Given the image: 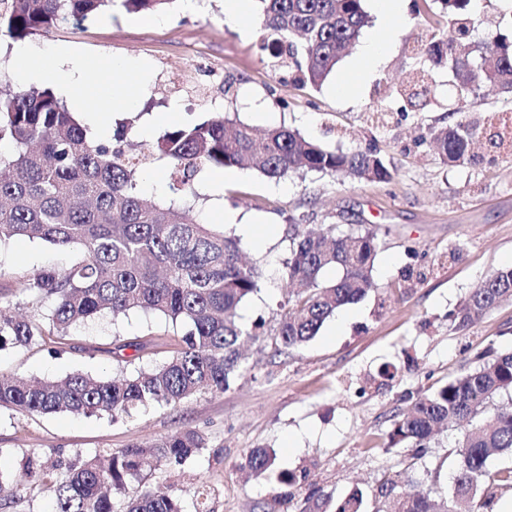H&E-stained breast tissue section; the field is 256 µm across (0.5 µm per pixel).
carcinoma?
Returning a JSON list of instances; mask_svg holds the SVG:
<instances>
[{
  "label": "carcinoma",
  "instance_id": "1",
  "mask_svg": "<svg viewBox=\"0 0 512 512\" xmlns=\"http://www.w3.org/2000/svg\"><path fill=\"white\" fill-rule=\"evenodd\" d=\"M175 0H0V38L14 42L46 34L61 23L79 24L105 8L152 12ZM261 50L288 59L298 79L320 87L343 50L367 23L363 0H258ZM445 27L423 48L431 64L448 67L459 87L485 83L512 92V37L501 33L485 44L478 62L458 48L474 28L470 0H443ZM136 118L117 125L105 142L89 134L50 87H21L0 96V242L27 239L59 250H77L65 269L43 268L19 283L0 282V351L41 342L59 354L71 329L97 315L142 310L182 328L178 348L147 369L118 377L73 372L59 381L0 378V409L35 414L108 415L131 418L150 406H171L202 392H223L245 369L244 339L253 336L238 310L260 291L257 267L243 263L241 240L194 214L193 181L203 167H237L281 180L304 169L389 182L395 170L376 148L324 149L297 130L271 127L260 136L244 123L226 132L221 112L200 123L165 132L147 151L126 150ZM484 130L481 117L463 116L429 130L441 161L471 160V146ZM161 162L170 171L171 199L149 204L138 187L139 170ZM378 240L334 224H293L288 278L299 291L276 329V344L295 348L313 340L342 308L372 286ZM336 270V278L326 274ZM26 296L28 314H15L9 294ZM512 297V267L489 275L449 314L458 328ZM465 421L455 451L452 496L412 482L402 492L401 512H468L482 495L493 497L512 474L497 475L489 461L512 453V351L497 353L418 397L393 424L392 445L418 452L434 431ZM204 445L195 429H183L147 445L98 450L67 464L45 467L38 454L25 460L39 475L38 492L53 499L52 512H184L175 495L129 494L147 473L177 469ZM275 454L251 450L244 468L259 477L274 472ZM363 493L333 502L325 494L309 512H363Z\"/></svg>",
  "mask_w": 512,
  "mask_h": 512
}]
</instances>
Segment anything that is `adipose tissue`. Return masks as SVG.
I'll use <instances>...</instances> for the list:
<instances>
[{
    "mask_svg": "<svg viewBox=\"0 0 512 512\" xmlns=\"http://www.w3.org/2000/svg\"><path fill=\"white\" fill-rule=\"evenodd\" d=\"M73 52L65 45L53 47L40 65H32V50L28 45H15L12 56L14 69L22 75L51 85L58 93L71 99L76 108L94 112L98 103L108 101L113 107L133 110L139 107L145 86L141 81H106L86 85L80 80V71L71 63Z\"/></svg>",
    "mask_w": 512,
    "mask_h": 512,
    "instance_id": "obj_1",
    "label": "adipose tissue"
}]
</instances>
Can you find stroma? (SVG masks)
<instances>
[{
    "mask_svg": "<svg viewBox=\"0 0 512 512\" xmlns=\"http://www.w3.org/2000/svg\"><path fill=\"white\" fill-rule=\"evenodd\" d=\"M470 10L475 28L469 52L477 60L488 35L512 34V0H471ZM440 15L439 0H422L419 12L396 20L388 34L392 52L349 99L336 97L332 88L350 79L356 49L343 55L320 88L300 86L259 53L254 15L225 23L224 0H177L152 25L145 13L116 9L28 39L39 56L67 44L81 59H93L94 69L84 73L88 82L102 78L112 58L132 62L147 88L141 117L157 120L152 133L135 132V142L155 143L172 127L221 112L258 130L290 126L330 150L374 145L396 172L387 183L316 171L275 182L245 170L222 185L220 212L211 205L205 173H198L194 191L203 221L235 235L241 225L257 224L265 238L263 246L246 247L262 271L260 292L239 311L245 327L262 325L246 345V369L224 392L153 406L126 420L1 410L0 469L12 473L18 488L5 512H48L47 497L32 491L22 468L30 453H41L51 465L183 428L203 435L198 455L184 469L145 475L141 485L170 487L186 512H193L201 489L208 492L210 512H305L314 494L340 501L356 490L364 494V512H376L378 487L408 479L451 491L449 451L463 427H448L421 456L406 445L390 446L389 433L417 397L478 366V353L512 350V300L463 329L448 318L494 270L512 265V155L492 165L449 167L425 136L430 127L450 122L451 106L510 119L512 93L486 85L464 98L447 70H431L420 49ZM423 70L430 94L401 111L399 85ZM228 210L236 223H225ZM294 218L373 230L379 248L374 287L343 309V322L329 320L309 343L281 350L274 334L288 301L284 262ZM71 258L42 242L0 244V271L12 283L43 267L64 268ZM177 332L140 311L116 320L99 317L73 329L63 354L38 344L0 351V375L57 380L75 371L105 377L132 372L175 351ZM118 339L146 348L123 365L110 353ZM255 448L274 452L278 469L293 474L294 482L247 477L243 463Z\"/></svg>",
    "mask_w": 512,
    "mask_h": 512,
    "instance_id": "35a3bbf8",
    "label": "stroma"
}]
</instances>
